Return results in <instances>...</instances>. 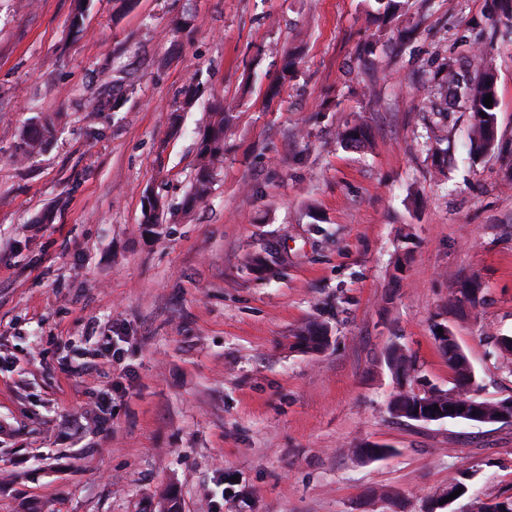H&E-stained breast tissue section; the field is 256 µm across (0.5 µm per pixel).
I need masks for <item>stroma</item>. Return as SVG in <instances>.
<instances>
[{
  "mask_svg": "<svg viewBox=\"0 0 512 512\" xmlns=\"http://www.w3.org/2000/svg\"><path fill=\"white\" fill-rule=\"evenodd\" d=\"M76 4L0 0V512H149L171 487L181 512H425L462 471L456 512L512 496V423L398 418L384 363L399 343L451 387L444 325L482 398L512 397V28L486 23L492 0H404L384 28L368 0H89L80 32ZM479 49L505 152L473 160L470 113L434 115L425 80ZM231 100L224 165L187 208ZM35 117L55 136L19 159ZM356 122L367 142L341 147ZM472 275L482 304L449 306ZM312 322L318 353L295 338ZM101 394L111 421L76 432ZM229 105L212 110L198 143L195 177L187 196L189 206L204 203L210 195L213 174L224 164V133L232 117Z\"/></svg>",
  "mask_w": 512,
  "mask_h": 512,
  "instance_id": "stroma-1",
  "label": "stroma"
}]
</instances>
